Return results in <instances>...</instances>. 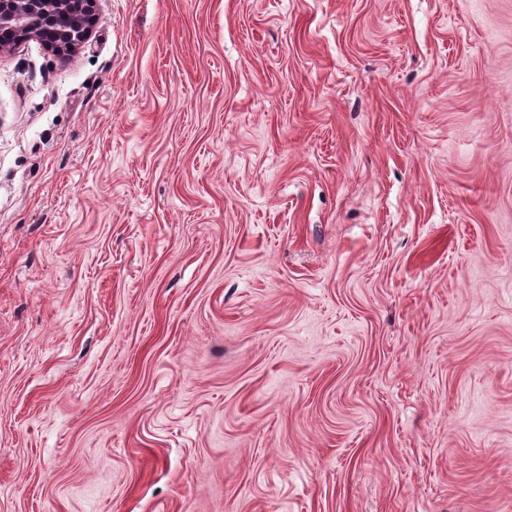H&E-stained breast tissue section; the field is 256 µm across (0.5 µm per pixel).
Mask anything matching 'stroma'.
Here are the masks:
<instances>
[{
    "label": "stroma",
    "mask_w": 512,
    "mask_h": 512,
    "mask_svg": "<svg viewBox=\"0 0 512 512\" xmlns=\"http://www.w3.org/2000/svg\"><path fill=\"white\" fill-rule=\"evenodd\" d=\"M0 512H512V0L0 49Z\"/></svg>",
    "instance_id": "1"
}]
</instances>
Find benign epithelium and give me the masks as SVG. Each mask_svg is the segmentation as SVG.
<instances>
[{
    "mask_svg": "<svg viewBox=\"0 0 512 512\" xmlns=\"http://www.w3.org/2000/svg\"><path fill=\"white\" fill-rule=\"evenodd\" d=\"M96 0H0V39L16 47L36 39L59 58L92 36Z\"/></svg>",
    "mask_w": 512,
    "mask_h": 512,
    "instance_id": "obj_1",
    "label": "benign epithelium"
}]
</instances>
